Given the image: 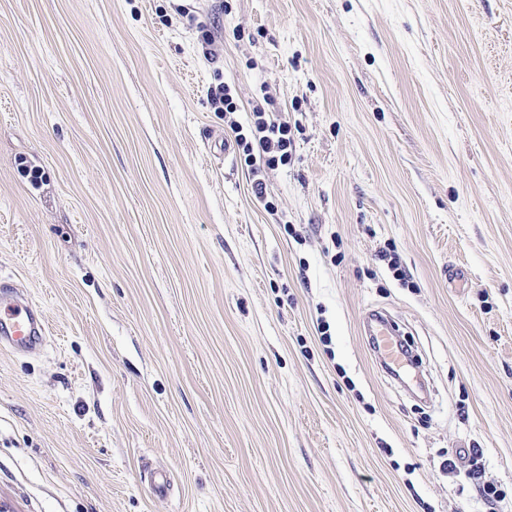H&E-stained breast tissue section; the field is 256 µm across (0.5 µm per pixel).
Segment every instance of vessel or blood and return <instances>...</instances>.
Wrapping results in <instances>:
<instances>
[{
    "label": "vessel or blood",
    "instance_id": "1",
    "mask_svg": "<svg viewBox=\"0 0 512 512\" xmlns=\"http://www.w3.org/2000/svg\"><path fill=\"white\" fill-rule=\"evenodd\" d=\"M48 325L42 311L17 289L0 292V342L13 351L33 349L44 341ZM381 361L400 369L406 353L382 327L373 330Z\"/></svg>",
    "mask_w": 512,
    "mask_h": 512
}]
</instances>
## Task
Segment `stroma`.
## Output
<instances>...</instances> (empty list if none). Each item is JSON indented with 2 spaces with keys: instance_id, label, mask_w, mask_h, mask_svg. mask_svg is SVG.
<instances>
[{
  "instance_id": "stroma-1",
  "label": "stroma",
  "mask_w": 512,
  "mask_h": 512,
  "mask_svg": "<svg viewBox=\"0 0 512 512\" xmlns=\"http://www.w3.org/2000/svg\"><path fill=\"white\" fill-rule=\"evenodd\" d=\"M4 284L0 512H512V0H0ZM208 96L215 111L224 112V119L229 115L227 125L234 134L240 159H243L254 177L262 174L266 168L285 165L291 160L295 142L287 122L279 121L272 112L256 106L253 108L251 123L244 128L230 116L236 113L237 103L229 85L212 87ZM48 325L42 311L17 289L0 294V342L12 351H26L41 344ZM385 322L379 321L373 329L371 335L376 336L374 345L376 351L379 353L381 361L386 362L388 365L400 370L405 364L407 354L405 349L400 348V344L396 343L392 337L383 330ZM378 344V345H377Z\"/></svg>"
}]
</instances>
